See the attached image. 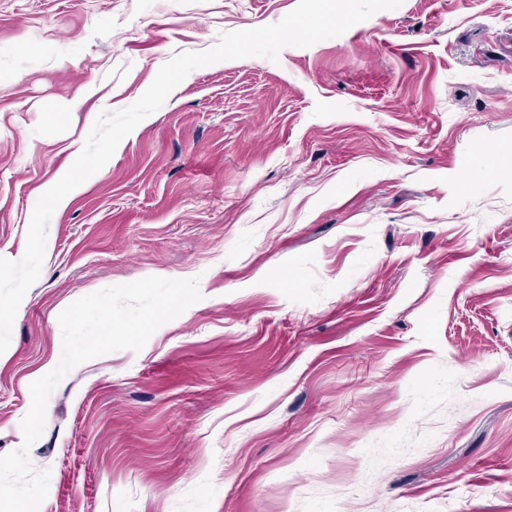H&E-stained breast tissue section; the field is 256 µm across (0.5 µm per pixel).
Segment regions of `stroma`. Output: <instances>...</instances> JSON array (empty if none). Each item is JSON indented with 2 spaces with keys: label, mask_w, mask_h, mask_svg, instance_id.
<instances>
[{
  "label": "stroma",
  "mask_w": 512,
  "mask_h": 512,
  "mask_svg": "<svg viewBox=\"0 0 512 512\" xmlns=\"http://www.w3.org/2000/svg\"><path fill=\"white\" fill-rule=\"evenodd\" d=\"M298 0H0V257L102 110ZM512 0H403L192 70L54 211L0 354V455L58 316L200 301L51 393L39 512H512Z\"/></svg>",
  "instance_id": "1"
}]
</instances>
